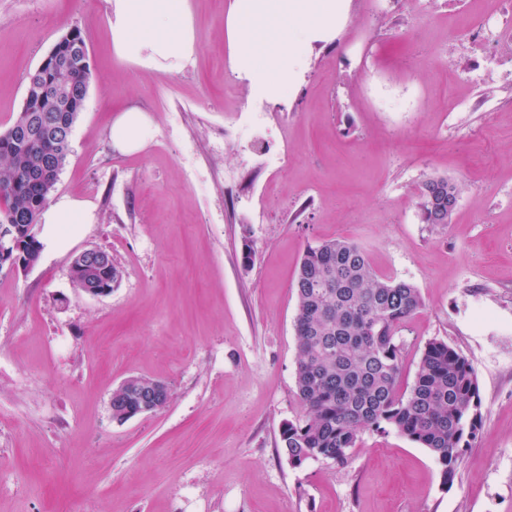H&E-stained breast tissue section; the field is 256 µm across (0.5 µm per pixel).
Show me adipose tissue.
Masks as SVG:
<instances>
[{
	"instance_id": "obj_1",
	"label": "adipose tissue",
	"mask_w": 512,
	"mask_h": 512,
	"mask_svg": "<svg viewBox=\"0 0 512 512\" xmlns=\"http://www.w3.org/2000/svg\"><path fill=\"white\" fill-rule=\"evenodd\" d=\"M110 33L115 51L142 65L165 61L178 68L194 52L181 0H109ZM337 0H234L233 31L237 62L263 91L285 86L293 77L308 39L336 21ZM149 121L136 107L123 111L109 127L114 147L142 149ZM96 221L95 206L69 195L58 197L38 217V238L46 249L60 247L79 224Z\"/></svg>"
}]
</instances>
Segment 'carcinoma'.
<instances>
[{
	"label": "carcinoma",
	"instance_id": "carcinoma-1",
	"mask_svg": "<svg viewBox=\"0 0 512 512\" xmlns=\"http://www.w3.org/2000/svg\"><path fill=\"white\" fill-rule=\"evenodd\" d=\"M65 41L71 62L48 73L49 87H27L17 119L0 133V221L37 224L70 155V142L56 139L59 120L80 113L93 78L86 44L72 29ZM46 131L38 145H23L16 131L29 122ZM459 187L443 177L421 186L426 224L449 223V198ZM298 355L296 390L304 419L280 433L290 464L309 460L348 462L365 429H393L431 451L441 483H453L463 452L480 426L481 401L469 361L442 340L421 353L415 381L399 393L404 343L400 333L421 308L419 290L403 280L379 277L361 248L345 239L308 247L295 279ZM146 380L131 376L112 392V416L135 408Z\"/></svg>",
	"mask_w": 512,
	"mask_h": 512
}]
</instances>
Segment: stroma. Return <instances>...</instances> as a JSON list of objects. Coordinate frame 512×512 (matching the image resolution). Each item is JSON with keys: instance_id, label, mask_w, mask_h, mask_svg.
Masks as SVG:
<instances>
[{"instance_id": "obj_1", "label": "stroma", "mask_w": 512, "mask_h": 512, "mask_svg": "<svg viewBox=\"0 0 512 512\" xmlns=\"http://www.w3.org/2000/svg\"><path fill=\"white\" fill-rule=\"evenodd\" d=\"M233 0H184L195 53L177 71L115 54L108 0H0V133L27 78L78 29L93 79L55 195L97 221L27 270L0 273V512H512V0H344L260 132L225 134L255 87L229 34ZM484 16L495 36L469 42ZM129 106L143 149L113 148ZM281 151L276 168L267 149ZM459 184L448 224L420 217L430 177ZM358 244L424 305L403 332L400 390L423 346L448 342L477 377L482 426L453 484L432 453L364 430L346 465L292 466L295 276L307 246ZM90 248L122 277L91 297L69 276ZM131 376L167 384L124 422ZM150 136L149 121L138 107L123 111L109 127V137L114 147L122 151L142 149ZM146 380L153 379L144 376H131L120 387L113 390L109 403L113 418L135 408L136 393L139 391L142 381ZM169 401V388L160 381H151L144 388V397L140 409L134 415H123L119 421L128 420L137 415L163 409Z\"/></svg>"}]
</instances>
